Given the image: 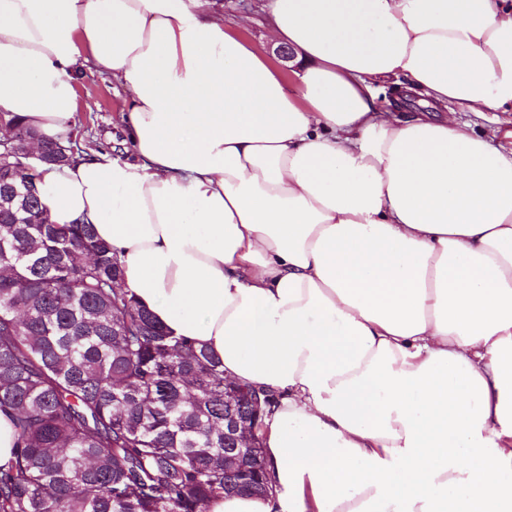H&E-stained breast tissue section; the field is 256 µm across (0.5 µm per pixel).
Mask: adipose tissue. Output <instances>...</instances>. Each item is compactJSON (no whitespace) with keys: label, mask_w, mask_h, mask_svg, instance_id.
<instances>
[{"label":"adipose tissue","mask_w":512,"mask_h":512,"mask_svg":"<svg viewBox=\"0 0 512 512\" xmlns=\"http://www.w3.org/2000/svg\"><path fill=\"white\" fill-rule=\"evenodd\" d=\"M283 69L218 0H0V113L73 131L124 92L135 154L36 164L122 286L277 396L267 497L208 512H512V0H269ZM417 96L406 114L375 87ZM498 115L499 122H496ZM462 120L471 121L477 124V129L494 131L496 135V142L503 144L507 147H512V115L511 113L502 114L499 112H486L485 117H477L472 113H460Z\"/></svg>","instance_id":"adipose-tissue-1"}]
</instances>
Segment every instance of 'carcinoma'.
<instances>
[{"label": "carcinoma", "mask_w": 512, "mask_h": 512, "mask_svg": "<svg viewBox=\"0 0 512 512\" xmlns=\"http://www.w3.org/2000/svg\"><path fill=\"white\" fill-rule=\"evenodd\" d=\"M0 122L16 135L0 146V412L16 436L0 512H207L258 494L262 448L224 470V397L240 385L119 286L94 225L56 224L25 195L32 129ZM41 146L49 165L82 152Z\"/></svg>", "instance_id": "obj_1"}]
</instances>
